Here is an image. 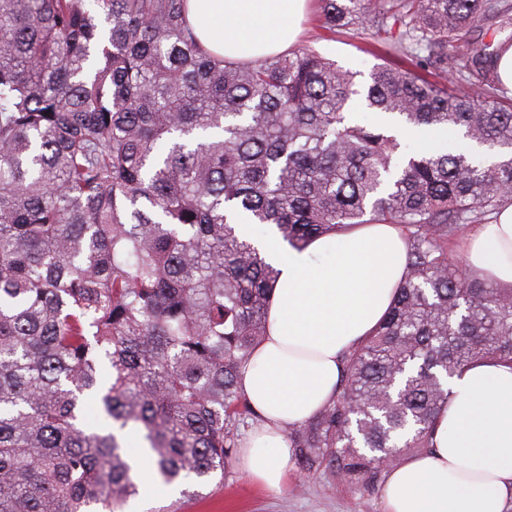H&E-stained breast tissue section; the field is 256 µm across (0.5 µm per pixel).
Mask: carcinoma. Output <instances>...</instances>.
I'll return each mask as SVG.
<instances>
[{
    "label": "carcinoma",
    "mask_w": 512,
    "mask_h": 512,
    "mask_svg": "<svg viewBox=\"0 0 512 512\" xmlns=\"http://www.w3.org/2000/svg\"><path fill=\"white\" fill-rule=\"evenodd\" d=\"M318 7L332 32L427 47L413 64L443 80L390 64L360 90L306 46L230 61L188 0H0V512H124L138 469L168 486L224 471L258 418L239 382L278 277L241 224L297 249L359 224L405 234L387 315L285 430L305 475L375 480L373 452L432 447L450 378L512 366V286L454 250L512 206V0ZM484 31L495 48L472 43ZM397 128L498 156L400 155Z\"/></svg>",
    "instance_id": "1"
}]
</instances>
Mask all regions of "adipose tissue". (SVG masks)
I'll return each mask as SVG.
<instances>
[{
    "label": "adipose tissue",
    "mask_w": 512,
    "mask_h": 512,
    "mask_svg": "<svg viewBox=\"0 0 512 512\" xmlns=\"http://www.w3.org/2000/svg\"><path fill=\"white\" fill-rule=\"evenodd\" d=\"M307 0H189L188 20L212 52L257 59L287 50ZM333 264L317 258L329 241L304 248L271 239L279 277L268 306V334L253 350L240 386L260 417L239 463L262 486L287 483L292 450L284 430L312 418L334 395L344 351L369 336L406 273L404 237L394 224L341 233ZM465 262L512 286V206L475 227ZM385 512H506L512 505V367L488 360L450 384L433 446L392 468Z\"/></svg>",
    "instance_id": "ef3b65f1"
}]
</instances>
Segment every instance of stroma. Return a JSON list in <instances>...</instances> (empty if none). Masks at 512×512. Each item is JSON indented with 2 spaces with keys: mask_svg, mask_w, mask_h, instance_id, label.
<instances>
[{
  "mask_svg": "<svg viewBox=\"0 0 512 512\" xmlns=\"http://www.w3.org/2000/svg\"><path fill=\"white\" fill-rule=\"evenodd\" d=\"M297 42L356 72L363 86L382 61L380 52L371 49V30L353 27L330 32L322 28L312 10L301 23ZM384 483L380 477L368 484H350L327 471L307 477L294 466L286 486L276 491L256 484L233 462L224 474L212 477L200 499L187 501L180 498L177 488L165 490L150 484L145 494L129 502L126 512H384Z\"/></svg>",
  "mask_w": 512,
  "mask_h": 512,
  "instance_id": "obj_1",
  "label": "stroma"
}]
</instances>
